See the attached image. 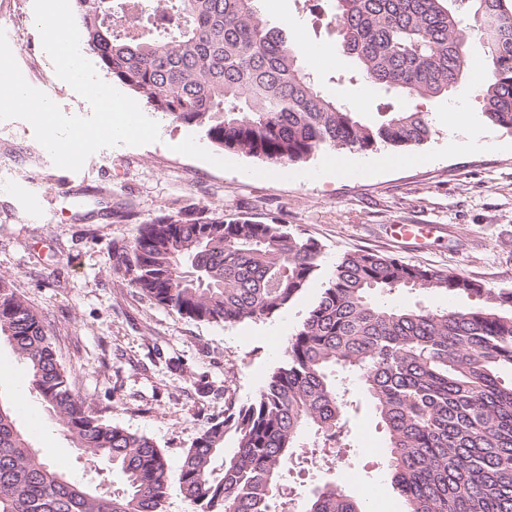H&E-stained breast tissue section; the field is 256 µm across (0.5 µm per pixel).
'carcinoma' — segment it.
Here are the masks:
<instances>
[{
  "label": "carcinoma",
  "instance_id": "1",
  "mask_svg": "<svg viewBox=\"0 0 512 512\" xmlns=\"http://www.w3.org/2000/svg\"><path fill=\"white\" fill-rule=\"evenodd\" d=\"M86 50L112 81L216 146L287 165L321 150L420 145L429 113L363 120L323 94L288 32L256 0H73ZM336 52L358 80L414 99L446 97L468 69L472 34L492 79L482 115L512 130L509 0H332ZM479 20L473 26L464 12ZM321 247L273 218L193 216L142 224L112 253V269L157 303L208 323L261 321L288 307L320 266ZM402 289L479 297L466 309L398 307L374 300ZM26 365L49 417L96 472L121 488L68 478L39 455L0 403V512H166L168 467L149 438L118 428L77 397L45 324L0 276V339ZM284 363L250 402L224 410L185 452L179 487L193 512H277L299 438L324 465L342 462L351 404L336 371L351 374L387 435V466L406 512H512V290L409 265L375 251L346 254L288 339ZM234 441L226 450V440ZM305 512H362L344 487L306 495Z\"/></svg>",
  "mask_w": 512,
  "mask_h": 512
}]
</instances>
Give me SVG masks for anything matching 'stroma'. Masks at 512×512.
<instances>
[{
    "label": "stroma",
    "mask_w": 512,
    "mask_h": 512,
    "mask_svg": "<svg viewBox=\"0 0 512 512\" xmlns=\"http://www.w3.org/2000/svg\"><path fill=\"white\" fill-rule=\"evenodd\" d=\"M34 0H0L4 30L26 81L67 115L91 107L59 79L35 26ZM270 24L287 25L293 42L335 48L336 27L318 21L330 0H258ZM301 64L328 96H343L363 117L419 108L434 134L404 150L350 153L357 178H321L335 153L277 166L216 148L194 128L159 112L157 142L101 149L76 172L56 167L21 119L0 121V276L43 317L75 395L112 425L150 438L166 455V512H191L179 489L184 453L228 404L250 402L284 361V345L317 300L336 262L375 250L407 263L460 274L512 290V132L482 117L472 76L450 96L415 101L346 81L350 59ZM462 106L472 147L448 146V109ZM494 149H484V142ZM189 207L225 219L279 218L321 247L320 274L288 307L257 322L216 324L180 316L112 270L113 251L139 225ZM390 224H430L425 242L401 241ZM355 402L344 429L352 474L372 492L375 512H406L385 459L386 435L370 401L350 385ZM29 415L41 422L36 448L63 462L70 476L100 481L79 459L66 432L36 395Z\"/></svg>",
    "instance_id": "stroma-1"
}]
</instances>
